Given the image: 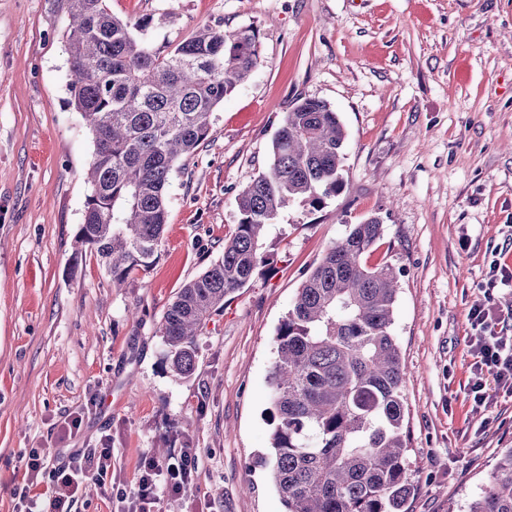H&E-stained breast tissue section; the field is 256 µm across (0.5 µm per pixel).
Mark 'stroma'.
Wrapping results in <instances>:
<instances>
[{"label": "stroma", "instance_id": "35a3bbf8", "mask_svg": "<svg viewBox=\"0 0 512 512\" xmlns=\"http://www.w3.org/2000/svg\"><path fill=\"white\" fill-rule=\"evenodd\" d=\"M152 44L204 26L254 30L261 59L215 109L214 134L179 160L158 258L119 287L74 253L94 144L68 103L61 0H0V512H15L28 453L65 460L112 446V482L143 455L184 445L198 467L157 512H284L267 467L273 337L301 282L349 226L375 216L367 256L399 277L392 334L408 376L407 512H447L512 448V396L469 395V312L512 264V0H107ZM325 101L347 132L343 186L269 226L270 268L228 296L176 378L159 324L179 290L222 256L239 193L270 161L286 113ZM78 433L65 432L71 416ZM177 422L169 433V422Z\"/></svg>", "mask_w": 512, "mask_h": 512}]
</instances>
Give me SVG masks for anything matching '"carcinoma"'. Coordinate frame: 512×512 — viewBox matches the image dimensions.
<instances>
[{"mask_svg":"<svg viewBox=\"0 0 512 512\" xmlns=\"http://www.w3.org/2000/svg\"><path fill=\"white\" fill-rule=\"evenodd\" d=\"M69 104L94 153L76 253H96L121 286L157 256L175 163L213 131V111L260 62L252 30L210 26L154 46L106 0H65ZM346 131L337 112L304 99L287 112L272 157L238 195L240 220L224 254L189 281L159 335L171 370L189 377L196 340L224 299L271 265L265 230L290 205L318 206L342 187ZM370 217L349 228L298 288L274 337L269 370L272 483L286 512H407L404 366L395 336L398 278L366 255L383 237ZM465 512H512V448L501 452Z\"/></svg>","mask_w":512,"mask_h":512,"instance_id":"carcinoma-1","label":"carcinoma"}]
</instances>
